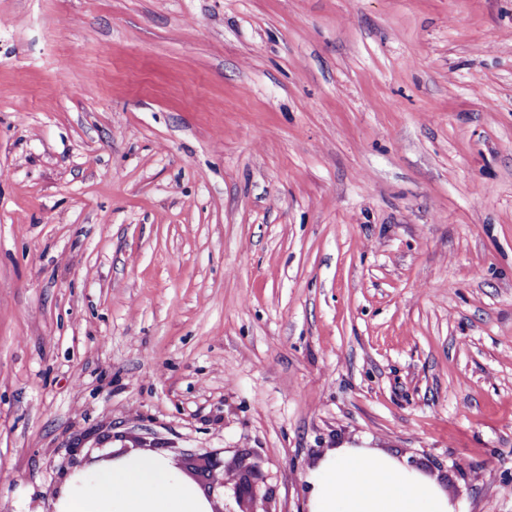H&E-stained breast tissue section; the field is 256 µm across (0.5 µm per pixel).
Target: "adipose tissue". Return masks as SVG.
<instances>
[{"mask_svg": "<svg viewBox=\"0 0 512 512\" xmlns=\"http://www.w3.org/2000/svg\"><path fill=\"white\" fill-rule=\"evenodd\" d=\"M309 512H454L441 486L389 453L344 446L306 478ZM58 512H210L159 454L95 465L69 479Z\"/></svg>", "mask_w": 512, "mask_h": 512, "instance_id": "obj_1", "label": "adipose tissue"}]
</instances>
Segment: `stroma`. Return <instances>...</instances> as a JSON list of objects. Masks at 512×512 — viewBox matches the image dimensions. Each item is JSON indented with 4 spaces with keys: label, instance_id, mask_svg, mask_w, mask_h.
I'll return each mask as SVG.
<instances>
[{
    "label": "stroma",
    "instance_id": "stroma-1",
    "mask_svg": "<svg viewBox=\"0 0 512 512\" xmlns=\"http://www.w3.org/2000/svg\"><path fill=\"white\" fill-rule=\"evenodd\" d=\"M343 445L512 512V0H0V512Z\"/></svg>",
    "mask_w": 512,
    "mask_h": 512
}]
</instances>
